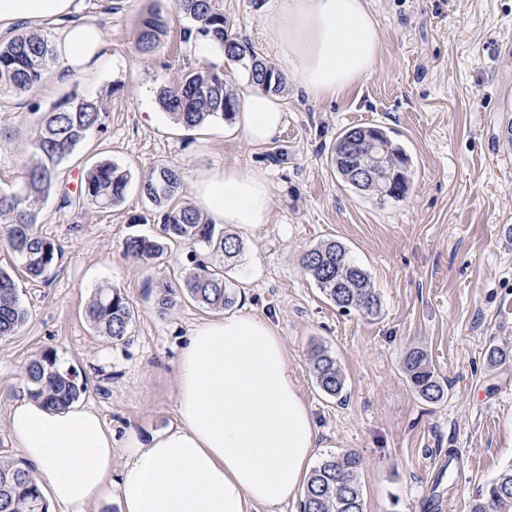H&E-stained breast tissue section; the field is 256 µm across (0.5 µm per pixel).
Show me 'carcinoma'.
Wrapping results in <instances>:
<instances>
[{
    "mask_svg": "<svg viewBox=\"0 0 512 512\" xmlns=\"http://www.w3.org/2000/svg\"><path fill=\"white\" fill-rule=\"evenodd\" d=\"M177 14L189 20L184 39L213 40L225 59L241 67L254 87L278 93L285 86L284 75L273 65L255 56L247 39L228 34L224 12L214 0H176ZM168 19L161 10L138 19L136 45L144 56L156 52L168 32ZM53 50L48 36L23 32L0 42V97L30 92L42 82ZM158 102L169 118L183 129L195 130L202 124L229 119L238 110L236 93L228 88L224 73L208 65L187 73L173 88H163ZM107 107L104 99L74 90L41 113L28 135L30 162L21 191L0 193V224L10 250L22 261L30 279L42 277L62 256V246L41 236L36 229L41 204L57 188L59 165L70 157L92 131L106 130ZM361 167L379 174L375 186L359 183L351 173L346 153ZM331 164L338 177L350 187L381 202L400 199L408 190L410 157L389 132L380 127H352L342 131L331 152ZM130 178L127 172L107 162L92 165L78 192H62L61 204L91 205L108 210L125 198ZM141 196L159 215L160 237L131 235L124 243L126 254L143 262L160 258L167 241L190 248V268L177 288L167 285L160 303L171 308L182 293L204 308L222 311L235 303L236 294L224 277V269L212 267L198 253H219L234 263L242 254V241L204 216L181 198L183 176L174 164L150 169L139 182ZM322 295L342 311L373 316L381 309L378 293L371 286L367 271L353 261L348 249L336 240L323 241L307 250L300 259ZM92 328L114 342L124 340L135 321V311L120 289L98 288L86 307ZM28 312L20 300L13 276L0 269V338L15 335L26 323ZM313 375L327 396L342 398L345 379L336 358L325 346L311 351ZM403 372L412 391L428 403H438L447 386L437 375L428 354L409 350ZM28 394L51 406H66L82 392L69 374L60 372L53 352L45 351L25 368ZM362 460L352 451L330 454L315 467L306 480L301 512H365L359 480ZM45 506L44 494L29 467L0 461V512H39ZM469 512H512V465L489 480L469 503Z\"/></svg>",
    "mask_w": 512,
    "mask_h": 512,
    "instance_id": "1",
    "label": "carcinoma"
}]
</instances>
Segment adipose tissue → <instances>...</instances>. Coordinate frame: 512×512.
Here are the masks:
<instances>
[{
    "label": "adipose tissue",
    "instance_id": "adipose-tissue-1",
    "mask_svg": "<svg viewBox=\"0 0 512 512\" xmlns=\"http://www.w3.org/2000/svg\"><path fill=\"white\" fill-rule=\"evenodd\" d=\"M84 9L85 0H0V35L20 25L63 24L53 80L88 76L106 61L108 41ZM265 23L279 56L317 100L367 79L381 49L366 0H284ZM284 116L280 97L255 89L244 97L236 128L262 145ZM192 195L217 224L250 231L269 220L270 184L247 167L198 176ZM176 386V423L145 439L129 431V454L117 475L112 430L90 407H52L25 395L11 406L9 428L52 500L70 512L105 499L116 481L121 512H256L295 496L318 430L273 325L244 312L201 323L179 358Z\"/></svg>",
    "mask_w": 512,
    "mask_h": 512
}]
</instances>
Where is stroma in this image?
I'll return each instance as SVG.
<instances>
[{
    "mask_svg": "<svg viewBox=\"0 0 512 512\" xmlns=\"http://www.w3.org/2000/svg\"><path fill=\"white\" fill-rule=\"evenodd\" d=\"M280 0H218L228 32L286 73L285 122L254 146L217 120L187 131L161 109L157 94L199 68L182 21L170 24L149 57L136 47L135 23L174 0H86L85 13L104 28L110 56L77 84L42 81L33 92L0 99V125L19 139L0 144V189L18 187L30 153L23 139L38 113L79 89L102 96L107 130L91 134L58 168L73 188L93 164L110 161L132 183L124 202L103 211L42 205L39 232L59 243L61 258L38 282L0 237V268L20 287L29 319L0 338V460L16 461L8 414L26 393V364L52 351L85 387L115 438L148 435L177 418L176 362L191 330L213 317L189 297L158 303L163 284L181 283L187 247L169 245L145 263L128 256L130 235L154 237L158 224L138 191L139 179L163 164L185 179L227 166L254 168L268 179L267 224L242 235L230 271L234 311L268 320L288 350V364L319 430L317 457L352 450L363 459L366 512H468L471 499L512 463V0H368L382 47L371 76L339 98L313 101L299 89L263 18ZM379 126L412 159L410 186L379 202L336 175L331 148L342 130ZM342 242L369 274L382 303L378 315L342 312L300 267L304 249ZM121 289L135 310L130 336H99L85 316L95 288ZM324 344L346 378L343 399L323 394L311 348ZM507 352L489 366L490 347ZM426 351L448 395L420 399L402 364Z\"/></svg>",
    "mask_w": 512,
    "mask_h": 512,
    "instance_id": "stroma-1",
    "label": "stroma"
}]
</instances>
